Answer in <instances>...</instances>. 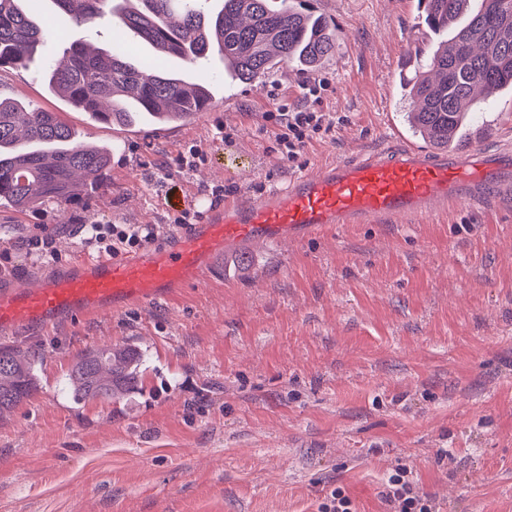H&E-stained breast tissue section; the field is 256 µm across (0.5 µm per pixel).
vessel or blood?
I'll use <instances>...</instances> for the list:
<instances>
[{
    "label": "vessel or blood",
    "mask_w": 512,
    "mask_h": 512,
    "mask_svg": "<svg viewBox=\"0 0 512 512\" xmlns=\"http://www.w3.org/2000/svg\"><path fill=\"white\" fill-rule=\"evenodd\" d=\"M511 189L512 152L479 145L436 152L408 141L396 151L336 160L249 203L207 206L198 224L179 232L172 248L76 260L38 285L0 289V331L168 297L231 245L283 242L326 224L406 222L449 205L466 209Z\"/></svg>",
    "instance_id": "1"
}]
</instances>
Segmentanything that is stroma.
<instances>
[{
    "label": "stroma",
    "mask_w": 512,
    "mask_h": 512,
    "mask_svg": "<svg viewBox=\"0 0 512 512\" xmlns=\"http://www.w3.org/2000/svg\"><path fill=\"white\" fill-rule=\"evenodd\" d=\"M339 35L320 71L333 135L283 159L262 114L272 87L300 104L305 75L284 65L242 83L219 58L173 59L207 80L209 108L163 130L89 123L49 95L43 55L0 69V93L59 113L112 147V189L24 213L2 206L0 289L83 255L82 224L170 222L223 189L249 200L329 159L389 146L403 126L430 37L414 0H313ZM482 146L512 147V96L478 103ZM234 129L232 142L215 135ZM195 144L183 172L163 162ZM45 225L60 256L36 264ZM210 277L167 299L0 334L40 352L37 388L0 419V512H320L333 490L353 512H391L396 468L437 512H512V196L406 224H336L286 244L229 247ZM136 347L144 376L116 401L80 399L67 378L87 348Z\"/></svg>",
    "instance_id": "1"
}]
</instances>
